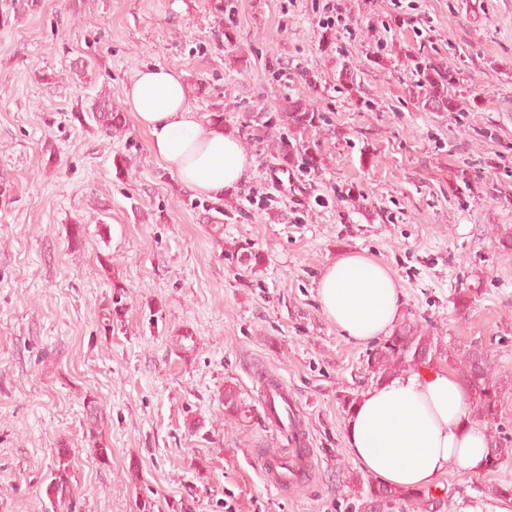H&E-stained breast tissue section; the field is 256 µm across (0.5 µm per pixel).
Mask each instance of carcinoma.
Segmentation results:
<instances>
[{
    "mask_svg": "<svg viewBox=\"0 0 512 512\" xmlns=\"http://www.w3.org/2000/svg\"><path fill=\"white\" fill-rule=\"evenodd\" d=\"M419 84L424 90L422 102L433 112H463L464 105L449 93L456 85V72L432 62H423L419 67ZM90 120L96 123L100 132L107 136L122 132L127 124L126 115L112 106V98L99 94L87 111ZM327 117L306 105L295 101L288 103L286 112L263 113L262 126L274 129L284 125L294 132H304L315 127ZM298 145L286 136H279L273 156L286 167L295 162ZM126 311V292L123 286L113 285L110 303L101 317L103 328L114 330L122 324ZM448 363L466 383L470 390L469 418L482 421L488 426V448L485 471L493 472L504 462L512 459V446L493 428L503 412L506 394L512 392V377L502 370L497 354L479 345H456L442 340L431 330L416 324H404L385 337L366 354L365 365L368 374L378 382L392 376L417 370L421 366H435ZM87 429L85 443L99 460L108 459L111 449L102 439L105 408L92 399L84 404ZM245 407L236 387L224 385V414L236 419L245 417ZM72 449L64 443L57 449V465L54 469L46 495L52 507L67 508L73 512L70 491L69 467ZM359 512H378L379 508L391 510L396 506L408 505L420 512H448V502L434 498L427 491L388 486L382 482H367L357 491Z\"/></svg>",
    "mask_w": 512,
    "mask_h": 512,
    "instance_id": "1",
    "label": "carcinoma"
}]
</instances>
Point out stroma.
Returning <instances> with one entry per match:
<instances>
[{"mask_svg":"<svg viewBox=\"0 0 512 512\" xmlns=\"http://www.w3.org/2000/svg\"><path fill=\"white\" fill-rule=\"evenodd\" d=\"M17 4L0 0V512H46L62 442L76 512H142L147 499L154 512H355L344 402L372 383L367 348L338 334L316 292L345 254L390 268L402 321L493 350L512 372V253L495 233L512 227V0H231L220 21L213 0ZM79 56L90 68L76 80ZM420 59L456 70L465 111L423 108ZM155 64L237 134L253 163L236 190L185 186L135 121L108 138L77 119L103 90L124 106ZM298 98L330 122L299 138L315 165L285 168L245 118ZM248 246L261 266L240 264ZM116 282L127 312L107 333ZM264 372L313 453L297 488L264 470L288 446L262 405ZM228 382L246 420L224 417ZM92 398L107 409L105 461L84 442ZM502 483L512 460L452 465L436 495L451 512H512L488 493Z\"/></svg>","mask_w":512,"mask_h":512,"instance_id":"35a3bbf8","label":"stroma"}]
</instances>
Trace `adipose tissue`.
<instances>
[{"label": "adipose tissue", "mask_w": 512, "mask_h": 512, "mask_svg": "<svg viewBox=\"0 0 512 512\" xmlns=\"http://www.w3.org/2000/svg\"><path fill=\"white\" fill-rule=\"evenodd\" d=\"M154 155L196 192L221 196L247 176L252 160L239 141L187 103L182 73L156 64L124 91ZM323 313L341 336L373 341L398 321L402 292L390 269L359 253L336 258L317 283ZM469 391L445 368H423L363 391L345 421L346 445L369 476L399 488L433 491L449 465L478 473L487 433L468 417Z\"/></svg>", "instance_id": "1"}]
</instances>
